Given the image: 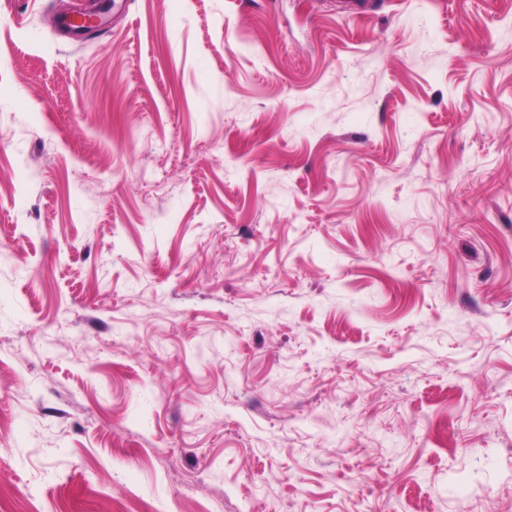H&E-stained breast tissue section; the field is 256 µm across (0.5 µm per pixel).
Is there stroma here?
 <instances>
[{
  "label": "stroma",
  "mask_w": 512,
  "mask_h": 512,
  "mask_svg": "<svg viewBox=\"0 0 512 512\" xmlns=\"http://www.w3.org/2000/svg\"><path fill=\"white\" fill-rule=\"evenodd\" d=\"M0 0V512H512V0ZM112 8V0L92 1L87 12H64L69 18V26L67 31L74 33L76 36H85L93 32L99 27L102 16L106 15Z\"/></svg>",
  "instance_id": "stroma-1"
}]
</instances>
